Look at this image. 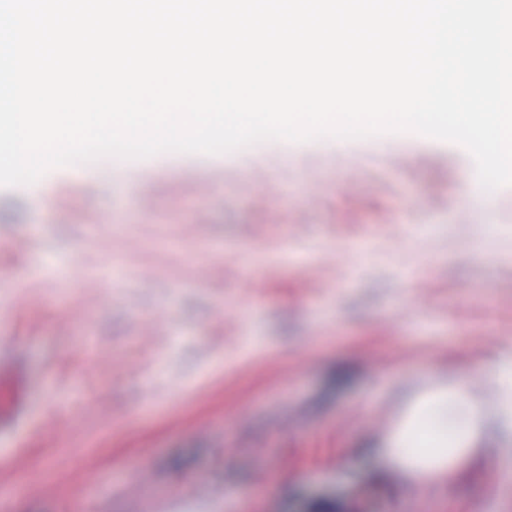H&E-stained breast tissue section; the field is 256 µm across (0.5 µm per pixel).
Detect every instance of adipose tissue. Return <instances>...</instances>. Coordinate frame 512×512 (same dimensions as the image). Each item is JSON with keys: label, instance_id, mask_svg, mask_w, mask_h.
<instances>
[{"label": "adipose tissue", "instance_id": "adipose-tissue-1", "mask_svg": "<svg viewBox=\"0 0 512 512\" xmlns=\"http://www.w3.org/2000/svg\"><path fill=\"white\" fill-rule=\"evenodd\" d=\"M485 380L496 388L494 410L473 391ZM496 421L512 460V346L495 361L466 368L453 384L435 383L411 397L391 423L381 453L413 480L448 478L478 449L489 421Z\"/></svg>", "mask_w": 512, "mask_h": 512}]
</instances>
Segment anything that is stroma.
<instances>
[{"mask_svg":"<svg viewBox=\"0 0 512 512\" xmlns=\"http://www.w3.org/2000/svg\"><path fill=\"white\" fill-rule=\"evenodd\" d=\"M151 165L0 188V373L32 383L0 512H512L497 431L442 484L375 451L512 341V185L387 134Z\"/></svg>","mask_w":512,"mask_h":512,"instance_id":"35a3bbf8","label":"stroma"}]
</instances>
